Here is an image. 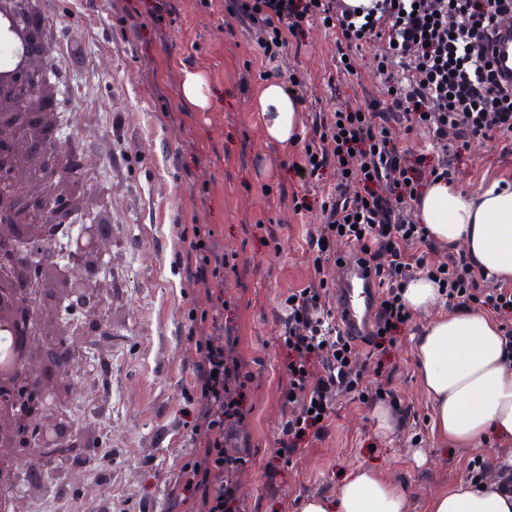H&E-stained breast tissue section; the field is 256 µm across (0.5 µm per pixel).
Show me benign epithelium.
<instances>
[{"label": "benign epithelium", "mask_w": 512, "mask_h": 512, "mask_svg": "<svg viewBox=\"0 0 512 512\" xmlns=\"http://www.w3.org/2000/svg\"><path fill=\"white\" fill-rule=\"evenodd\" d=\"M49 25L33 0H0V39L17 46L0 69V170L11 176L0 183V335L14 338L0 349V488L19 486L17 462L29 450L71 438L74 384L65 373L101 323L75 330L56 309L100 310L96 282L112 256L102 233L105 202L89 207V191L74 182L63 154L65 134L55 119L59 89L46 77ZM39 168L46 177L35 181L31 173ZM75 209L87 220L70 242L79 265L63 266L49 230L68 223ZM32 244L42 246L36 259Z\"/></svg>", "instance_id": "benign-epithelium-1"}]
</instances>
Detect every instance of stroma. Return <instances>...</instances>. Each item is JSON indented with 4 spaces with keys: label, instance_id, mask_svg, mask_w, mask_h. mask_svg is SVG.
Here are the masks:
<instances>
[{
    "label": "stroma",
    "instance_id": "stroma-1",
    "mask_svg": "<svg viewBox=\"0 0 512 512\" xmlns=\"http://www.w3.org/2000/svg\"><path fill=\"white\" fill-rule=\"evenodd\" d=\"M147 2L35 0L54 21L48 43L60 123L87 147L93 166L86 181L108 203L110 335L93 341L77 370L69 412L84 442L111 449L112 477L82 466L69 477L41 478L19 512H56L62 489L87 501L111 499L114 512H170L176 479L194 453L190 331L213 315L219 289L250 375L249 414L237 427L250 458L236 477L242 512H297L299 499L334 495L342 472L360 466L406 488L411 512H427L434 494L471 478L474 457L511 456L508 440L490 436L454 449L433 432L413 355L416 335L433 318L427 312L413 314L390 350L370 338L359 346L363 389L383 391L397 413L392 434L377 433L372 404L341 397L320 437L291 461L279 458V395L288 379L277 314L288 292L314 276L306 238L323 222L322 190L292 168L303 144L267 142L251 100L279 68L305 81L303 132L339 104L369 109L381 95L373 59L386 45L365 43L354 53L355 72L346 74L337 67L334 30L315 23L272 63L254 36L225 17L224 0H175L177 13L163 27L140 23ZM188 69L205 74L209 111L184 106L180 81ZM495 181L512 183V155H502L495 139L473 143L458 164L457 185L476 194ZM296 196L305 209L295 210ZM196 224L212 229L233 257L223 287L189 279L178 262ZM418 452L424 463L415 462Z\"/></svg>",
    "mask_w": 512,
    "mask_h": 512
}]
</instances>
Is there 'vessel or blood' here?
I'll use <instances>...</instances> for the list:
<instances>
[{
  "label": "vessel or blood",
  "mask_w": 512,
  "mask_h": 512,
  "mask_svg": "<svg viewBox=\"0 0 512 512\" xmlns=\"http://www.w3.org/2000/svg\"><path fill=\"white\" fill-rule=\"evenodd\" d=\"M495 66L504 83L512 82V29H501L496 41ZM377 288L356 258L346 259L336 282V314L342 329L363 340L373 318Z\"/></svg>",
  "instance_id": "obj_1"
}]
</instances>
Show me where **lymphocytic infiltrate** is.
Segmentation results:
<instances>
[{"label":"lymphocytic infiltrate","instance_id":"1","mask_svg":"<svg viewBox=\"0 0 512 512\" xmlns=\"http://www.w3.org/2000/svg\"><path fill=\"white\" fill-rule=\"evenodd\" d=\"M224 9L256 30L271 61L282 55L289 37L314 22L336 30L342 57L371 40L388 44L375 60L384 93L371 111L341 105L323 114L304 147V178L318 180L329 170L336 181L322 206L324 223L308 239L315 278L285 299L277 320L288 378L280 393L277 444L280 458L288 460L305 439L320 436L338 396L373 400L361 388L359 351L332 307L330 270L340 261L336 240L352 244L384 295L372 338L390 346L397 342L411 319L402 288L420 273L442 288L449 308L497 314L504 336L512 335V286L486 288L484 272L463 252L429 267L424 249L432 241L414 218L421 188L439 179L454 182L455 162L474 142L495 137L512 154V88L499 84L490 60L495 30L512 23V0H383L379 16L370 19L343 0H224ZM396 124L410 132L426 130L429 150L416 155L393 143ZM184 264L192 279L221 281L228 261L211 229L193 228ZM214 306L218 313L203 322L192 364L194 462L180 477L187 512H231L233 477L248 462L247 454L230 449L234 425L247 414V377L237 339L219 313L223 294H216Z\"/></svg>","mask_w":512,"mask_h":512}]
</instances>
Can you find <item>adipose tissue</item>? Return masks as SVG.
Returning a JSON list of instances; mask_svg holds the SVG:
<instances>
[{
  "mask_svg": "<svg viewBox=\"0 0 512 512\" xmlns=\"http://www.w3.org/2000/svg\"><path fill=\"white\" fill-rule=\"evenodd\" d=\"M254 107L267 141L281 147L297 141L301 100L287 82L264 83ZM416 210L432 239L463 245L478 268L512 282V187L473 196L439 181L424 188ZM414 360L442 439L464 448L490 434L512 440V344L496 320L466 309L444 314L420 332ZM299 512H410V499L401 486L362 467L334 496L302 498ZM428 512H512V494L500 493L493 481L462 480L433 495Z\"/></svg>",
  "mask_w": 512,
  "mask_h": 512,
  "instance_id": "adipose-tissue-1",
  "label": "adipose tissue"
}]
</instances>
